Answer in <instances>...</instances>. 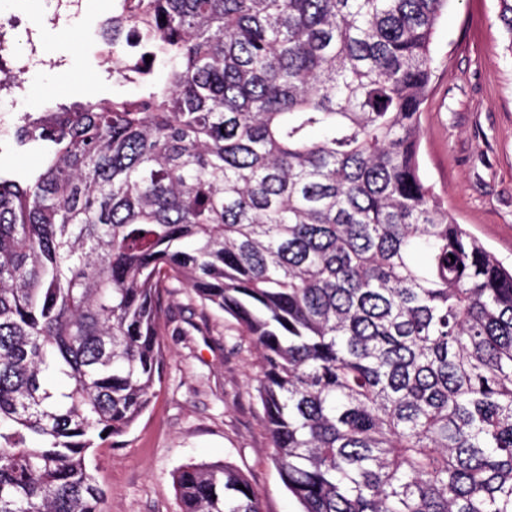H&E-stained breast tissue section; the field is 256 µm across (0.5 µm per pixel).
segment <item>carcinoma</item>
<instances>
[{"mask_svg": "<svg viewBox=\"0 0 512 512\" xmlns=\"http://www.w3.org/2000/svg\"><path fill=\"white\" fill-rule=\"evenodd\" d=\"M116 2L139 93L25 113L39 163L0 174V512H102L87 454L156 394L173 280L256 349L300 512H512V268L420 174L449 0ZM173 483L262 512L225 464Z\"/></svg>", "mask_w": 512, "mask_h": 512, "instance_id": "carcinoma-1", "label": "carcinoma"}]
</instances>
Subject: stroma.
Segmentation results:
<instances>
[{"instance_id": "1", "label": "stroma", "mask_w": 512, "mask_h": 512, "mask_svg": "<svg viewBox=\"0 0 512 512\" xmlns=\"http://www.w3.org/2000/svg\"><path fill=\"white\" fill-rule=\"evenodd\" d=\"M499 0H450L434 34L433 90L421 117L420 172L449 212L504 263H512V53ZM112 0H87L84 20L41 32L64 68L26 74L21 112L87 95L136 94L118 86L100 37ZM16 110V111H17ZM14 113V112H13ZM13 113L0 111V166L33 167L41 153L13 142ZM162 382L122 436L96 441L89 466L107 491V512H178L173 473L190 462L240 470L263 512H298L272 460L252 377L257 355L235 320L179 282L160 293Z\"/></svg>"}]
</instances>
